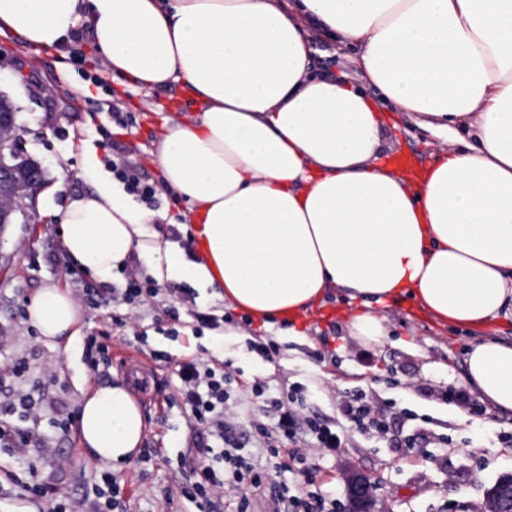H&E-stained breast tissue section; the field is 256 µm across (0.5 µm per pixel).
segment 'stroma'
<instances>
[{
    "instance_id": "35a3bbf8",
    "label": "stroma",
    "mask_w": 512,
    "mask_h": 512,
    "mask_svg": "<svg viewBox=\"0 0 512 512\" xmlns=\"http://www.w3.org/2000/svg\"><path fill=\"white\" fill-rule=\"evenodd\" d=\"M304 33L315 49L319 74L362 86L353 49L319 29L308 27ZM82 49L83 59L68 65L55 52L36 55L20 40L0 36V97L16 111L14 138L23 157L42 170L32 221L6 225L0 232V336L7 339L0 354V403L8 402L16 390L38 385L45 393L43 424L71 417L85 395L105 384L85 362V339L107 330L112 334L111 375L121 380L127 377L128 363L145 361L144 352L152 350L230 363L235 380L226 403L227 422L249 449L256 445V424L275 422L274 412L249 394L254 378L265 379L274 394L301 384L305 415L335 421L341 436L340 447L330 455L316 448L305 451L320 462L310 492L335 498L336 512H345V478L352 472L372 481L376 512H486V490L502 474L512 473V413L489 405L475 420L455 396L464 390L466 351L487 337L512 344L511 319L467 332L436 325L415 306L402 303L387 309L391 336L379 344H359L336 314L317 322L305 340L275 338L257 326L242 325L241 313H229L213 289L199 284L186 268L162 284V294L194 299L198 310L218 319L232 316L241 324L239 335L198 330L185 310L179 321H171L160 303L141 307L133 327L118 328L111 317L125 312V305L79 300L77 284L61 273L53 256L62 244L63 210L71 198L91 189L83 176L87 156L101 160L107 155L99 132L108 123L103 106L114 105L133 117L131 127L113 128L112 139L117 149L133 150L157 184L154 154L164 133L163 117L193 108L181 87L147 95L112 75L92 36H85ZM446 144V134L418 125L404 113L388 112L382 149L390 158L408 156L421 168ZM144 208L160 216L155 226L160 243L186 246L183 206L170 192L159 188L156 201ZM48 287L77 300V335L70 343L47 342L20 315ZM271 338L278 350L268 362L255 345ZM17 362L24 363V373L13 372ZM148 364V384H133L129 390L145 422L142 445L163 449L162 457L116 470L90 457L82 444H70L68 437L57 434L44 448L30 452V466L40 476L57 479L76 498L85 495L101 472L110 471L125 484L128 512H197L195 504L179 495L193 468L186 455L190 434L183 410L157 401L161 394L176 396L180 381L173 364ZM353 392L365 395L385 415V436L362 435L342 420L339 400ZM411 438L415 447H406ZM63 458L70 464L62 468L58 462ZM167 489L175 498L165 506L160 498Z\"/></svg>"
}]
</instances>
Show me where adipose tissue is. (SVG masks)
Segmentation results:
<instances>
[{
	"label": "adipose tissue",
	"instance_id": "adipose-tissue-1",
	"mask_svg": "<svg viewBox=\"0 0 512 512\" xmlns=\"http://www.w3.org/2000/svg\"><path fill=\"white\" fill-rule=\"evenodd\" d=\"M304 17L358 47L367 89L312 75ZM83 20L114 75L193 99L156 163L187 205L193 274L226 307L295 336L335 300L373 342L406 300L456 330L512 316V0H0V34L36 54L66 51ZM382 102L460 147L409 174L382 164ZM86 175L61 216L69 257L104 275L157 249L150 214ZM78 319L56 287L28 308L51 343ZM465 364V386L512 412V345L476 342ZM79 433L114 465L138 453L124 383L85 396Z\"/></svg>",
	"mask_w": 512,
	"mask_h": 512
}]
</instances>
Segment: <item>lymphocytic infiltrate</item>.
<instances>
[{
  "label": "lymphocytic infiltrate",
  "mask_w": 512,
  "mask_h": 512,
  "mask_svg": "<svg viewBox=\"0 0 512 512\" xmlns=\"http://www.w3.org/2000/svg\"><path fill=\"white\" fill-rule=\"evenodd\" d=\"M112 175L129 194L151 202L157 187L142 172L130 152L110 159ZM180 380V398L193 432L187 453L194 461L190 481L181 486L183 497L196 502L200 512H222L224 495H241L238 512H248L250 503L243 497L244 488L269 485L272 496L290 505L292 512H323V504H312L300 494L291 493L279 476L283 466L278 458L281 442H307L332 452L339 448L341 439L335 422L302 416L304 398L300 386H292L282 397L273 401L277 420L273 427L257 426L256 432L266 445V453L273 457L271 468L261 470L253 455L242 444L224 434V404L226 387L234 374L227 367H212L199 356L180 360L176 364ZM42 393L17 391L7 405L0 407V447L10 450L17 462H24L29 449L40 447L49 435L41 428L39 415ZM339 411L342 418L367 435H381L386 424L381 415L362 394L345 397ZM23 496L45 502L47 512H127L124 489L116 477L106 474L94 487L93 496L73 501L68 491L57 483L43 481L23 486Z\"/></svg>",
  "instance_id": "obj_1"
}]
</instances>
